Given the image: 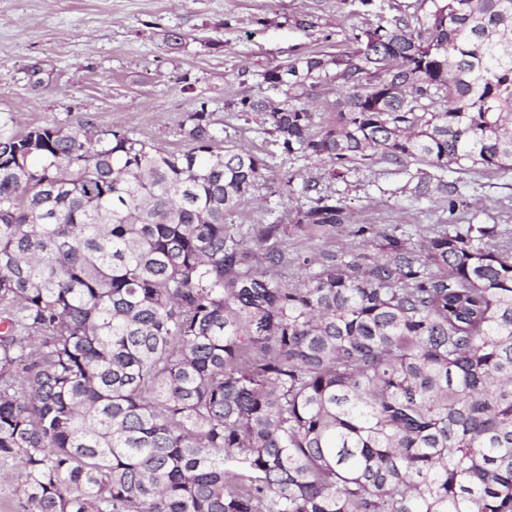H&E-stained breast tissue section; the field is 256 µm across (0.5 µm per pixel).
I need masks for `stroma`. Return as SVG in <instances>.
I'll return each mask as SVG.
<instances>
[{"mask_svg":"<svg viewBox=\"0 0 512 512\" xmlns=\"http://www.w3.org/2000/svg\"><path fill=\"white\" fill-rule=\"evenodd\" d=\"M420 0H0V113L17 130L53 123L120 128L167 150L184 148L191 113L210 112L218 141L265 156L269 169L230 222L240 232L284 224L280 267L298 282L306 261L361 248L359 230L419 243L438 228L494 224L512 246V170L478 168L462 174L470 207L449 213L441 202L414 200L400 189L415 165L385 162L354 170L339 190L348 223L299 229L292 221L306 200L281 185L285 176L311 177L328 187L327 168L281 153L235 103L264 95L263 72L294 56L347 50L354 34L381 17L410 15ZM313 28H296L299 19Z\"/></svg>","mask_w":512,"mask_h":512,"instance_id":"stroma-1","label":"stroma"}]
</instances>
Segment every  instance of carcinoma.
I'll list each match as a JSON object with an SVG mask.
<instances>
[{"label": "carcinoma", "mask_w": 512, "mask_h": 512, "mask_svg": "<svg viewBox=\"0 0 512 512\" xmlns=\"http://www.w3.org/2000/svg\"><path fill=\"white\" fill-rule=\"evenodd\" d=\"M343 54L268 69L240 111L329 179L417 165L409 197L512 167V0H422ZM340 84L316 127L300 103ZM187 145L0 116V462L28 512H512V250L497 225L381 234L290 285L265 178L194 112ZM295 227L343 224L313 179Z\"/></svg>", "instance_id": "carcinoma-1"}]
</instances>
